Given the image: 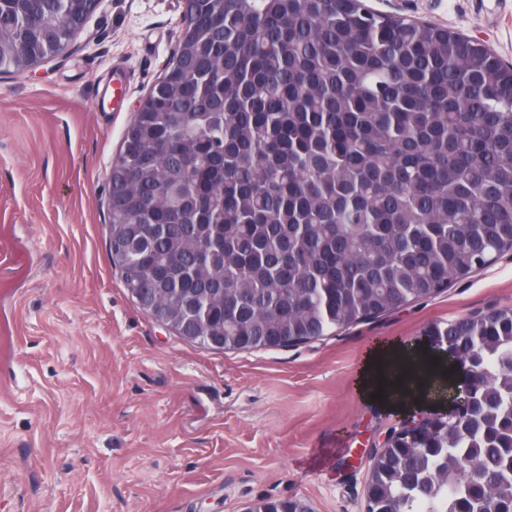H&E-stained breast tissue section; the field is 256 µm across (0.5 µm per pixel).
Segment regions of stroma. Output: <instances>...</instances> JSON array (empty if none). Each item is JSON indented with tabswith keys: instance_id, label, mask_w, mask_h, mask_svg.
Masks as SVG:
<instances>
[{
	"instance_id": "obj_1",
	"label": "stroma",
	"mask_w": 512,
	"mask_h": 512,
	"mask_svg": "<svg viewBox=\"0 0 512 512\" xmlns=\"http://www.w3.org/2000/svg\"><path fill=\"white\" fill-rule=\"evenodd\" d=\"M512 63V0H364ZM178 0H101L63 58L0 74V512H363L404 413L363 404L367 348L512 308V252L441 293L287 348L222 351L160 326L109 253L107 185L162 77ZM128 73L121 105L112 75Z\"/></svg>"
}]
</instances>
